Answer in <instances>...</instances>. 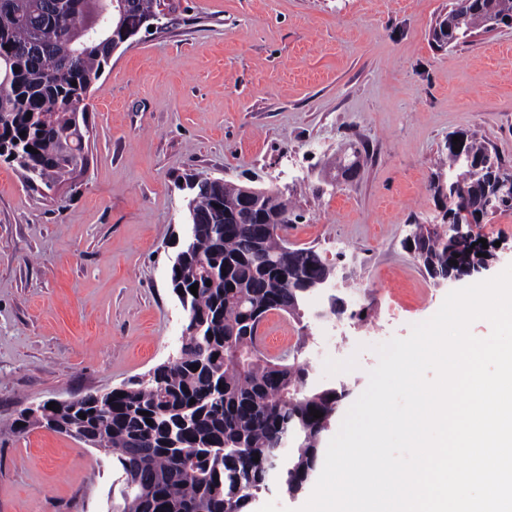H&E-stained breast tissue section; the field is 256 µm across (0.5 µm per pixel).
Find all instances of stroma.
Wrapping results in <instances>:
<instances>
[{
	"label": "stroma",
	"instance_id": "stroma-1",
	"mask_svg": "<svg viewBox=\"0 0 512 512\" xmlns=\"http://www.w3.org/2000/svg\"><path fill=\"white\" fill-rule=\"evenodd\" d=\"M166 30L116 51L89 99L80 177L47 190L0 159V512H110L111 454L45 427L25 408L121 386L174 361L187 314L170 287L188 233L187 177L279 192L287 240L337 276L342 316L268 313L312 388L346 389L328 445L378 363L446 295L512 265V210L475 225L494 243L481 272L430 278L406 239L438 224L429 189L451 133L512 171V27L437 49L451 0H173ZM356 163L353 178L341 167ZM356 357L326 375V359Z\"/></svg>",
	"mask_w": 512,
	"mask_h": 512
}]
</instances>
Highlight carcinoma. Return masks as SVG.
Returning a JSON list of instances; mask_svg holds the SVG:
<instances>
[{"label": "carcinoma", "mask_w": 512, "mask_h": 512, "mask_svg": "<svg viewBox=\"0 0 512 512\" xmlns=\"http://www.w3.org/2000/svg\"><path fill=\"white\" fill-rule=\"evenodd\" d=\"M490 1L497 7L503 2L456 0L454 6L472 18ZM94 2L0 0V157L48 188L73 173L60 158L61 148L74 158L84 152L75 114L86 112L84 94L96 89L112 58L106 43L112 28L134 25L159 5V0H132V14H106L100 37L90 41L86 28ZM458 138L455 144L448 137L440 165L448 168L451 207L443 214L448 230L416 224L409 247L436 280L450 271L477 272L493 256L479 239L455 229L465 204L474 207L479 200L465 183L467 156L487 150L472 135ZM193 190L187 208L196 232L170 277L187 313L188 336L179 357L154 368L147 379L129 381L108 399L88 393L70 405L20 416L11 425L14 435L35 426L65 434L76 425L89 432L95 447L112 453L121 470L112 512H246L250 497L268 489L273 476L294 493L314 467L319 437L339 403L334 389H306L308 369L298 352L264 359L251 323L257 301L302 320L305 296L320 288L328 271L321 254L306 247L288 253L286 239L263 235L260 225L224 221V213L237 204L238 185L201 180ZM258 254L265 263L255 261ZM291 266L305 275L292 299L284 285ZM195 283L196 296L190 291ZM312 408L323 417L310 415Z\"/></svg>", "instance_id": "carcinoma-1"}]
</instances>
